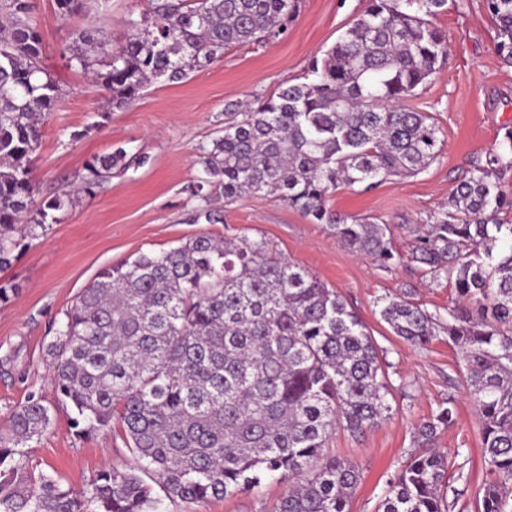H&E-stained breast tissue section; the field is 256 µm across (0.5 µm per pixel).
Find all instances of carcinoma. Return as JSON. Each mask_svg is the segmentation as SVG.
<instances>
[{
    "label": "carcinoma",
    "mask_w": 512,
    "mask_h": 512,
    "mask_svg": "<svg viewBox=\"0 0 512 512\" xmlns=\"http://www.w3.org/2000/svg\"><path fill=\"white\" fill-rule=\"evenodd\" d=\"M64 18L88 0H56ZM447 0H368L364 12L312 62L305 82L283 84L254 104L225 107L224 134L199 147L203 176L191 196L195 219L211 208L264 194L327 225L351 252L385 268L403 262L387 224L343 218L327 207L338 186L368 191L389 176L424 171L441 151L440 129L403 102L446 58L432 19ZM497 48L512 63V0H484ZM300 0H149L125 20L117 46L91 28L66 48L69 66L90 76L114 109L130 107L153 81L179 82L224 50L288 33ZM32 0H0V268L11 263L16 226L45 228L54 212L145 158L117 148L87 161L84 186L36 203L33 157L42 126L63 95L41 65ZM512 171V127L474 163L431 224L415 230L410 261L455 289L446 315L384 300L380 316L419 347L443 330L457 348L493 478L480 512H512V211L502 180ZM58 398L78 437L116 427L136 468H104L76 490L38 468L25 447L52 426L30 394L0 432V512H186L250 492L268 478L289 483L275 512H351L360 473L325 455L340 426L352 434L391 411L377 346L332 288L267 241L201 234L157 254L100 271L59 322L48 346ZM454 422L440 407L417 431L421 445ZM448 457L410 456L390 479L377 512H450ZM155 476L165 498L143 476Z\"/></svg>",
    "instance_id": "carcinoma-1"
}]
</instances>
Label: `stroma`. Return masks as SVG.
Returning a JSON list of instances; mask_svg holds the SVG:
<instances>
[{"mask_svg":"<svg viewBox=\"0 0 512 512\" xmlns=\"http://www.w3.org/2000/svg\"><path fill=\"white\" fill-rule=\"evenodd\" d=\"M33 3L43 35V64L64 90L35 154L39 199L81 186L87 161L116 148L146 155L148 161L57 212L56 223L46 231L18 227L12 262L0 270V285L14 290L8 302L0 303V429L33 393L52 411L51 428L29 450L44 471L83 489L102 468L134 466L119 431L75 436L72 413L58 401L49 372L53 324L104 267L170 250L200 234L245 235L265 239L278 254L338 291L377 343L391 387L390 415L359 435L337 429L326 444L329 454L360 470L351 512H376L389 479L418 450L415 427L447 403L454 407L455 420L439 429L433 441L450 461L444 492L451 512H477L488 466L461 358L441 333L427 346H411L394 335L379 309L386 297L407 289L413 302L431 312L454 304L451 282L432 279L408 256L413 228L428 223L447 204L473 161L512 126V64L498 53L497 31L483 0H447L434 22L447 37L448 54L410 101L440 129L443 146L437 158L418 175L388 177L368 192L343 186L329 198L330 209L341 215L375 217L390 225L394 247L406 257L391 270L352 253L328 226L272 197L242 196L222 207V223L209 224L195 221L198 202L189 193L202 174L197 148L220 135L225 105L261 99L280 85L305 81L312 60L336 42L367 0H303L286 36L231 47L190 78L152 84L132 107L114 111L108 110L103 91L68 67L63 49L76 28L90 24L120 43L125 19L144 12L148 0H110L109 14L93 9L68 19L60 17L56 0ZM287 489V483L270 481L230 499L210 500L196 512H274Z\"/></svg>","mask_w":512,"mask_h":512,"instance_id":"stroma-1","label":"stroma"}]
</instances>
